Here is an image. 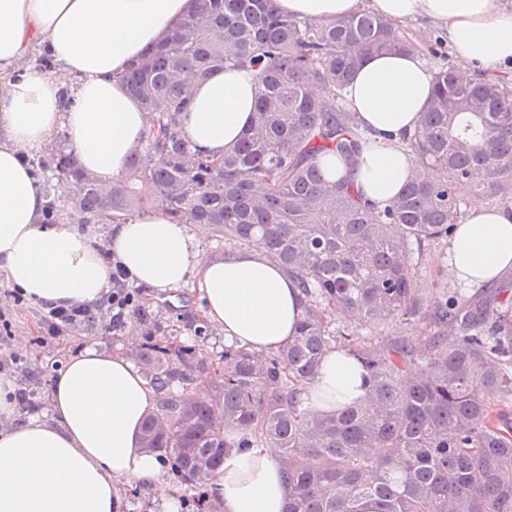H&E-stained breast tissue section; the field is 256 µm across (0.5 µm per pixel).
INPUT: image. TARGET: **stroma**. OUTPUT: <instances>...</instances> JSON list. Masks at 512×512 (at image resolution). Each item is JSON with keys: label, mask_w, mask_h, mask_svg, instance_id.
Here are the masks:
<instances>
[{"label": "stroma", "mask_w": 512, "mask_h": 512, "mask_svg": "<svg viewBox=\"0 0 512 512\" xmlns=\"http://www.w3.org/2000/svg\"><path fill=\"white\" fill-rule=\"evenodd\" d=\"M448 262V240L439 238L424 243L420 252L411 257L412 271L419 287L417 315L395 317L379 325L366 323L352 317L332 315L333 332L353 336L357 342L374 349L385 348L390 342L403 340L414 346H423L430 334L428 316L446 297L458 296L472 300L485 294V287L464 288L448 280L445 266ZM137 306L131 312L125 329L118 334L90 332L82 328L60 327L49 331L44 309L12 297H0V355L21 358L25 367L37 373L40 383V407H47V396L53 377L61 363L87 345L135 357L141 347L149 342H160L176 337L185 344H198L205 355L215 356L224 349V336L209 330L205 339L195 340L189 330L202 311L197 298L196 282L162 293L150 288L136 287ZM30 336L26 348H19L15 338L20 332Z\"/></svg>", "instance_id": "obj_1"}]
</instances>
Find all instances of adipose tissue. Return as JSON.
Returning <instances> with one entry per match:
<instances>
[{"label":"adipose tissue","mask_w":512,"mask_h":512,"mask_svg":"<svg viewBox=\"0 0 512 512\" xmlns=\"http://www.w3.org/2000/svg\"><path fill=\"white\" fill-rule=\"evenodd\" d=\"M196 0H0V292L31 305H95L108 291L113 261L130 279L166 291L196 281L207 322L225 340L269 355L294 338L305 314L295 280L264 252L207 256L199 232L173 223L149 203L118 220L106 244L76 224H48V200L28 156L64 132L66 149L107 185L123 176L149 129L147 112L122 81L128 64L159 43L196 8ZM291 17L328 24L363 9L396 31L424 19L446 33L462 79L470 65L512 59V0H278ZM186 136L222 158L251 125L258 84L253 71L223 69L186 86ZM432 76L418 50L367 57L343 90L371 141L346 161L322 156L333 178L385 205L410 178L404 138L421 122ZM512 272V211L472 202L448 244L450 282L491 283ZM13 378L0 375V512H123L121 486L137 483L178 512L166 464L143 446L157 392L125 355L88 346L53 380L49 413L22 415ZM367 372L328 348L303 407L315 414L361 402ZM211 495L222 512H286L289 490L277 449L225 453Z\"/></svg>","instance_id":"adipose-tissue-1"}]
</instances>
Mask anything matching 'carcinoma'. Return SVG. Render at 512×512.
Wrapping results in <instances>:
<instances>
[{
	"mask_svg": "<svg viewBox=\"0 0 512 512\" xmlns=\"http://www.w3.org/2000/svg\"><path fill=\"white\" fill-rule=\"evenodd\" d=\"M408 42L371 12L329 25L288 17L274 0H198L197 9L123 75L151 128L108 199L71 153L33 163L47 191L62 190L74 213L48 203L44 223L104 224L135 216L144 200L181 224H208L224 253L257 248L298 284L306 312L293 342L273 355L235 346L220 352L224 376L196 345H152L138 355L162 395L146 446L201 506L230 448L279 451L290 489L287 512H512V422L495 407L512 402V295L508 287L475 305L455 297L429 315L421 348L394 341L381 350L329 329L326 313L372 324L418 312L408 266L413 246L446 236L464 218L463 192L512 202V82L459 80L448 65L420 128L406 138L412 173L384 206L365 202L351 182L330 181L320 156L345 158L370 141L341 93L363 59ZM256 71L261 91L242 141L213 159L180 126V86L214 70ZM368 373L356 405L312 416L304 388L330 344ZM230 434L212 437L216 420Z\"/></svg>",
	"mask_w": 512,
	"mask_h": 512,
	"instance_id": "1",
	"label": "carcinoma"
}]
</instances>
